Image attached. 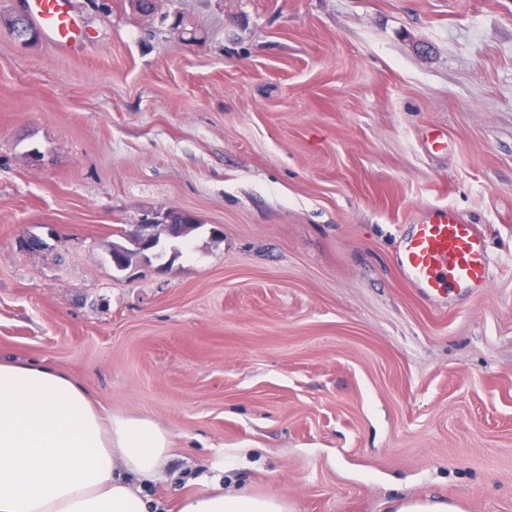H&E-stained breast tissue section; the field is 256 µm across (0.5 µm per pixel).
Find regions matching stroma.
Returning <instances> with one entry per match:
<instances>
[{"instance_id":"35a3bbf8","label":"stroma","mask_w":512,"mask_h":512,"mask_svg":"<svg viewBox=\"0 0 512 512\" xmlns=\"http://www.w3.org/2000/svg\"><path fill=\"white\" fill-rule=\"evenodd\" d=\"M70 7L75 53L0 25V360L166 429L157 512L217 477L294 512H512V0ZM448 206L494 275L430 301L394 254ZM167 209L198 227L117 269ZM391 512H464L461 504L443 497H399L391 503Z\"/></svg>"}]
</instances>
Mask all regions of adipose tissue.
<instances>
[{"mask_svg":"<svg viewBox=\"0 0 512 512\" xmlns=\"http://www.w3.org/2000/svg\"><path fill=\"white\" fill-rule=\"evenodd\" d=\"M171 458L168 432L107 415L69 376L0 360V512H150L144 493ZM180 512H293L279 496L216 489Z\"/></svg>","mask_w":512,"mask_h":512,"instance_id":"adipose-tissue-1","label":"adipose tissue"}]
</instances>
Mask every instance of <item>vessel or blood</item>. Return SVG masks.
<instances>
[{
	"instance_id": "obj_1",
	"label": "vessel or blood",
	"mask_w": 512,
	"mask_h": 512,
	"mask_svg": "<svg viewBox=\"0 0 512 512\" xmlns=\"http://www.w3.org/2000/svg\"><path fill=\"white\" fill-rule=\"evenodd\" d=\"M26 7L51 46L65 51L83 40L69 0H26ZM396 264L402 278L428 299L451 290L475 296L490 282L485 239L447 207L434 208L413 224L400 240Z\"/></svg>"
}]
</instances>
